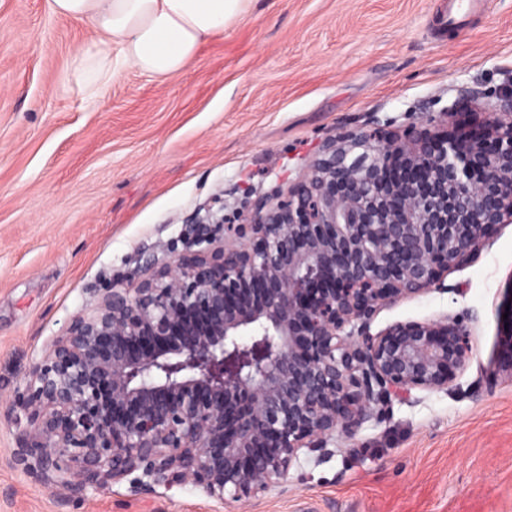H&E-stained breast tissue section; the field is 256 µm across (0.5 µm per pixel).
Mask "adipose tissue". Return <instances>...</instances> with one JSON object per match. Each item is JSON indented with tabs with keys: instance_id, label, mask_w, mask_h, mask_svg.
<instances>
[{
	"instance_id": "obj_1",
	"label": "adipose tissue",
	"mask_w": 512,
	"mask_h": 512,
	"mask_svg": "<svg viewBox=\"0 0 512 512\" xmlns=\"http://www.w3.org/2000/svg\"><path fill=\"white\" fill-rule=\"evenodd\" d=\"M255 0H49L55 14L87 22L96 41L77 49L66 77L98 98L127 66L159 79L178 74L200 45L240 19Z\"/></svg>"
}]
</instances>
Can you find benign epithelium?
Returning a JSON list of instances; mask_svg holds the SVG:
<instances>
[{"instance_id": "1", "label": "benign epithelium", "mask_w": 512, "mask_h": 512, "mask_svg": "<svg viewBox=\"0 0 512 512\" xmlns=\"http://www.w3.org/2000/svg\"><path fill=\"white\" fill-rule=\"evenodd\" d=\"M496 99L480 141L346 130L286 193L196 214L174 259L112 284L25 373L15 458L72 494L128 479L249 502L300 451L325 456L392 399L448 388L472 317L370 324L512 222V78Z\"/></svg>"}]
</instances>
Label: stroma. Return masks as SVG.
Returning a JSON list of instances; mask_svg holds the SVG:
<instances>
[{
	"label": "stroma",
	"mask_w": 512,
	"mask_h": 512,
	"mask_svg": "<svg viewBox=\"0 0 512 512\" xmlns=\"http://www.w3.org/2000/svg\"><path fill=\"white\" fill-rule=\"evenodd\" d=\"M448 0H275L205 42L175 77L127 67L100 99L64 87L94 32L48 0H0V394L102 288L149 252L176 256L190 216L232 211L287 187L324 139L377 121L433 118L469 135L512 77V0H487L460 33ZM485 98L442 116L459 90ZM443 288L383 307L371 333L474 314L472 353L448 389H415L333 455H301L280 486L246 504L185 485L129 482L76 497L14 459L0 406V512H512V223Z\"/></svg>",
	"instance_id": "1"
}]
</instances>
